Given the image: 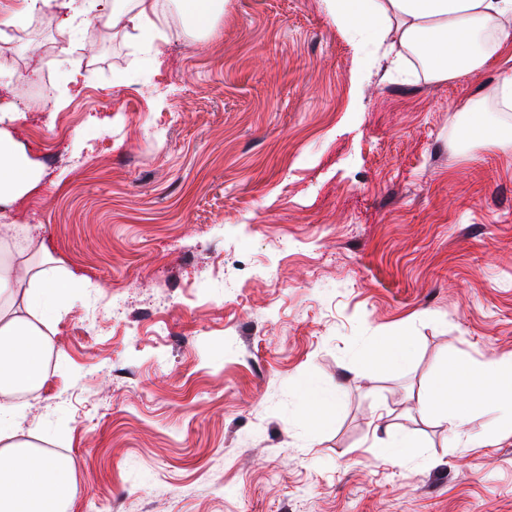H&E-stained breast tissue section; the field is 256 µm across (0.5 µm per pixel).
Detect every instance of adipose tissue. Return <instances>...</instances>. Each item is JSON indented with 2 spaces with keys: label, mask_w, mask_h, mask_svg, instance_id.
I'll use <instances>...</instances> for the list:
<instances>
[{
  "label": "adipose tissue",
  "mask_w": 512,
  "mask_h": 512,
  "mask_svg": "<svg viewBox=\"0 0 512 512\" xmlns=\"http://www.w3.org/2000/svg\"><path fill=\"white\" fill-rule=\"evenodd\" d=\"M0 14V30L25 27L48 14L73 31L99 21L113 31H135L155 64L165 59L157 0H15ZM228 0H176L187 24L210 35ZM333 24L351 37L353 80L371 76L366 47L384 54L402 49L422 63L425 76L443 82L494 65L512 46V0H322ZM42 171L14 137L0 128V209H21L43 192ZM77 283L70 276L32 273L25 260L0 245V512H74L73 467L18 439V392L37 394L48 378L52 351L46 334ZM424 401L448 425L456 445L483 446L469 428L475 413L493 404L512 420V358L442 371L428 384Z\"/></svg>",
  "instance_id": "1"
}]
</instances>
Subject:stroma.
Instances as JSON below:
<instances>
[{"mask_svg":"<svg viewBox=\"0 0 512 512\" xmlns=\"http://www.w3.org/2000/svg\"><path fill=\"white\" fill-rule=\"evenodd\" d=\"M157 9L158 69L98 23L0 40L14 97L31 42L51 86L65 58L82 85L13 126L66 176L12 248L81 283L21 439L63 449L76 512H512L495 407L470 425L489 443L457 448L420 404L442 367L512 357V145L463 135L481 97L512 129V60L433 82L375 50L359 90L321 0H230L205 38ZM401 337L411 359L367 376L371 345ZM304 376L337 400L315 431ZM394 430L403 465L371 449Z\"/></svg>","mask_w":512,"mask_h":512,"instance_id":"35a3bbf8","label":"stroma"}]
</instances>
